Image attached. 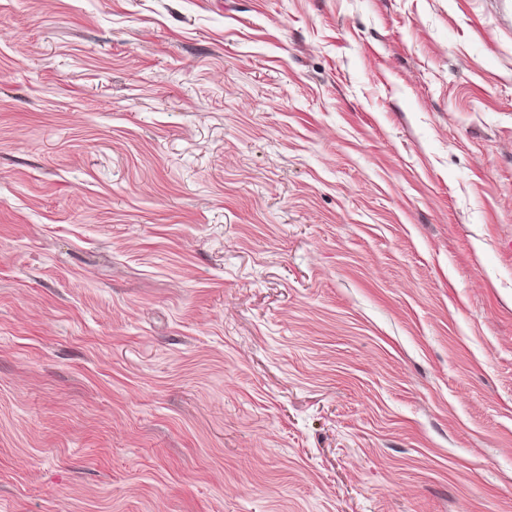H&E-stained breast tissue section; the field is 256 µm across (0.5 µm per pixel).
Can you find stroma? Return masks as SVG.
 <instances>
[{
    "instance_id": "1",
    "label": "stroma",
    "mask_w": 512,
    "mask_h": 512,
    "mask_svg": "<svg viewBox=\"0 0 512 512\" xmlns=\"http://www.w3.org/2000/svg\"><path fill=\"white\" fill-rule=\"evenodd\" d=\"M0 512H512V0H0Z\"/></svg>"
}]
</instances>
